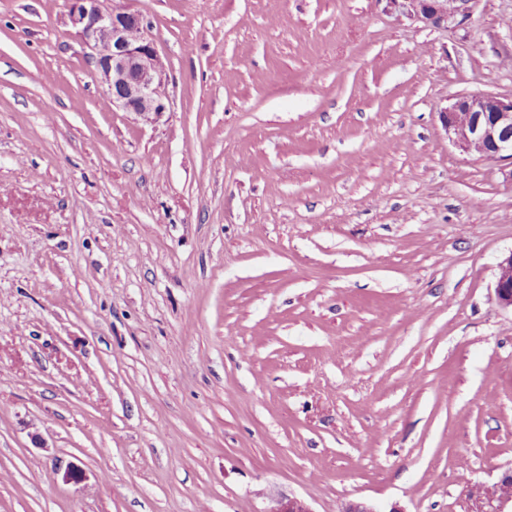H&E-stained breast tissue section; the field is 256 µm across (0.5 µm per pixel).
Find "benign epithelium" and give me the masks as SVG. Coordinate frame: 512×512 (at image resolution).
<instances>
[{
	"label": "benign epithelium",
	"mask_w": 512,
	"mask_h": 512,
	"mask_svg": "<svg viewBox=\"0 0 512 512\" xmlns=\"http://www.w3.org/2000/svg\"><path fill=\"white\" fill-rule=\"evenodd\" d=\"M386 11L446 28L470 17L473 0H384ZM75 35L89 50L93 75L106 87L112 103L141 120L153 123L166 110L163 65L143 17L129 9L106 8L103 0H69ZM449 141L461 152L512 166V96L495 93L459 95L439 109ZM499 305L512 310V253L499 261L495 282ZM512 483V471L492 486L477 485L472 495L477 512H512V495L501 492ZM261 512H312L301 499H280Z\"/></svg>",
	"instance_id": "benign-epithelium-1"
}]
</instances>
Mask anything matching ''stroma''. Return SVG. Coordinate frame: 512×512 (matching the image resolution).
Listing matches in <instances>:
<instances>
[{"label": "stroma", "mask_w": 512, "mask_h": 512, "mask_svg": "<svg viewBox=\"0 0 512 512\" xmlns=\"http://www.w3.org/2000/svg\"><path fill=\"white\" fill-rule=\"evenodd\" d=\"M104 4L157 122L67 0H0V512H474L512 469V181L437 111L512 94V0ZM75 35L89 50L93 75L125 112L156 122L166 110L163 65L143 17L124 8H105L103 0H69ZM473 1L475 0H383L386 2L387 12L436 29L448 28V24H459L470 17ZM494 289L499 305L512 311V252L497 265Z\"/></svg>", "instance_id": "obj_1"}]
</instances>
